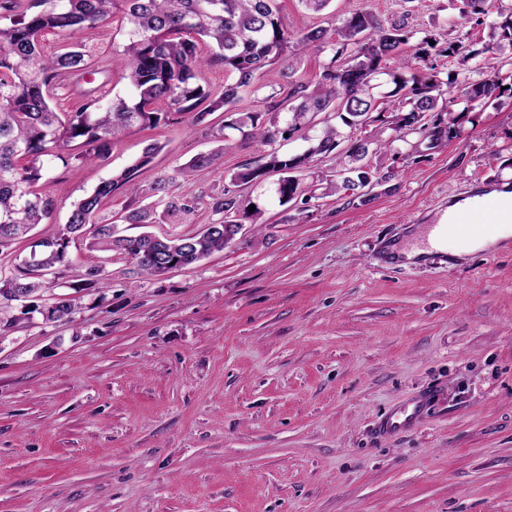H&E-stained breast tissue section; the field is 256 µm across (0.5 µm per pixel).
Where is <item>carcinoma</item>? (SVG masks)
<instances>
[{"label":"carcinoma","instance_id":"1","mask_svg":"<svg viewBox=\"0 0 512 512\" xmlns=\"http://www.w3.org/2000/svg\"><path fill=\"white\" fill-rule=\"evenodd\" d=\"M457 12L460 27L484 26L491 40L474 49L465 38L450 33H432L421 46L402 56V47L413 37L405 17L384 22L370 10L344 18L336 27L334 54L316 74L315 86L289 83L273 89L268 98L278 99L273 111L239 112L231 105L241 89L257 86L266 68L283 57L322 52L328 30L313 26L292 33L283 25L275 0H4L0 9V250L50 219L56 209L53 197L39 190V183L57 165L96 163L108 158L112 144L132 128L168 124L177 116H191L196 125L213 112L233 115L226 128L251 127L253 138L264 147L261 158L230 176L228 188L217 196L201 192L174 193L175 178L161 174L148 189L156 203L131 209L122 220L127 224H182L203 207L224 214L219 223L208 224L199 233L157 237L121 234L115 224H97L95 215L104 201L118 190L137 196L139 171L162 150L147 145L142 155L119 174L101 180L78 201L56 237L40 243L0 279V302L11 306V289H20L29 299L20 315L0 319V335H6L20 320L38 313L43 322L69 321L77 310L75 299L63 293L51 308L39 299L48 275L60 278L72 268L68 247L75 237L90 235L85 270L76 284L63 287L99 288L104 270L94 262V252L115 251L131 259L142 274L158 277L156 258L187 267L224 250L236 240L243 220L263 224V212L241 198L236 188L260 183L271 173L279 178L276 193L281 201L300 202L303 212L315 198L316 189L302 184L297 172L317 155H328L341 143L336 181L326 182L327 194L343 193L362 203L367 189L389 182L394 173L370 165L371 146L387 150L397 141L417 136L435 145L460 135L451 106L464 103L471 112L512 91V71L490 63L504 45L512 47V3L505 0H448ZM122 13L129 92L112 97L79 92L83 104L73 112H57L52 106L55 91L67 77L94 75L93 68L76 47L46 55L41 37L53 31L65 39L97 29L113 14ZM435 44H430V41ZM209 47L204 54L199 43ZM435 55L459 57L464 65L451 80L439 78ZM221 65L234 82L214 92L203 81V72ZM507 90H502V87ZM323 112L334 114L317 142L296 155L280 153L279 140L310 125ZM374 126L361 138H348L340 126ZM222 150L199 154L185 168L195 170L217 164Z\"/></svg>","mask_w":512,"mask_h":512}]
</instances>
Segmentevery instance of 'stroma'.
<instances>
[{"label": "stroma", "mask_w": 512, "mask_h": 512, "mask_svg": "<svg viewBox=\"0 0 512 512\" xmlns=\"http://www.w3.org/2000/svg\"><path fill=\"white\" fill-rule=\"evenodd\" d=\"M289 31L335 30L359 10L445 25L448 0H333L308 14L278 0ZM120 16L78 35L87 60L127 91ZM330 52L277 63L237 109L313 81ZM189 118L115 142L99 165L53 171L52 219L0 252L9 271L54 237L73 205L163 149L141 185L221 193L258 145ZM461 135L372 155L393 179L367 203L336 194L307 213L273 180L244 188L264 212L236 241L157 279L101 253L107 285L70 289L72 321H21L0 339V512H512V241L464 258L403 264L387 246L434 223L453 198L512 184V97L461 114ZM219 165L186 167L216 148ZM434 401L413 431L377 437L390 409Z\"/></svg>", "instance_id": "stroma-1"}]
</instances>
